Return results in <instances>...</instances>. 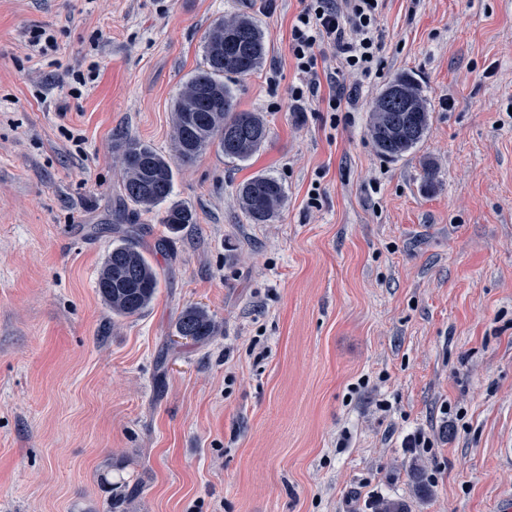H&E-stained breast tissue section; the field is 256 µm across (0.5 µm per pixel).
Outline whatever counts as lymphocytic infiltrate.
<instances>
[{
  "label": "lymphocytic infiltrate",
  "mask_w": 512,
  "mask_h": 512,
  "mask_svg": "<svg viewBox=\"0 0 512 512\" xmlns=\"http://www.w3.org/2000/svg\"><path fill=\"white\" fill-rule=\"evenodd\" d=\"M302 2L288 44L299 80L291 96L328 112L348 111L352 98L377 73L381 0ZM343 71L353 75L351 85L337 83Z\"/></svg>",
  "instance_id": "obj_1"
}]
</instances>
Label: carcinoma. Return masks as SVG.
I'll list each match as a JSON object with an SVG mask.
<instances>
[{"mask_svg": "<svg viewBox=\"0 0 512 512\" xmlns=\"http://www.w3.org/2000/svg\"><path fill=\"white\" fill-rule=\"evenodd\" d=\"M268 54L269 42L259 19L236 15L218 20L205 37L204 67L188 78L174 105V159L137 139L124 141L119 155L121 195L134 209L116 228L121 241L108 253L97 279L98 292L113 317L140 314L159 288L161 272L136 241L140 231L136 221L142 213L156 212L172 194L173 161L190 162L212 146L226 161H246L265 143L264 118L237 108L224 77L250 75ZM430 122L431 104L421 84L410 74H399L372 103L367 134L379 155L396 159L416 147ZM285 198L283 183L271 174L256 175L239 188L240 206L255 224L271 221ZM160 223L175 232L196 223V215L173 204L161 213ZM219 330L217 321L200 306H189L178 317L177 332L183 337L202 340Z\"/></svg>", "mask_w": 512, "mask_h": 512, "instance_id": "cac0c4a2", "label": "carcinoma"}]
</instances>
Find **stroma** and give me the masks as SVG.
Wrapping results in <instances>:
<instances>
[{
	"label": "stroma",
	"mask_w": 512,
	"mask_h": 512,
	"mask_svg": "<svg viewBox=\"0 0 512 512\" xmlns=\"http://www.w3.org/2000/svg\"><path fill=\"white\" fill-rule=\"evenodd\" d=\"M301 7L0 0V512L512 499V0H384L378 73L336 124L289 94ZM233 14L267 32L265 66L230 85L268 138L245 162L211 148L176 166L171 199L197 221L171 233L142 216L161 283L113 317L96 282L123 209L120 142L170 154L173 104ZM37 27L56 41L43 56ZM399 73L432 119L392 161L366 125ZM260 172L287 196L266 224L237 201ZM191 305L219 335H178ZM417 432L430 447H404Z\"/></svg>",
	"instance_id": "35a3bbf8"
}]
</instances>
